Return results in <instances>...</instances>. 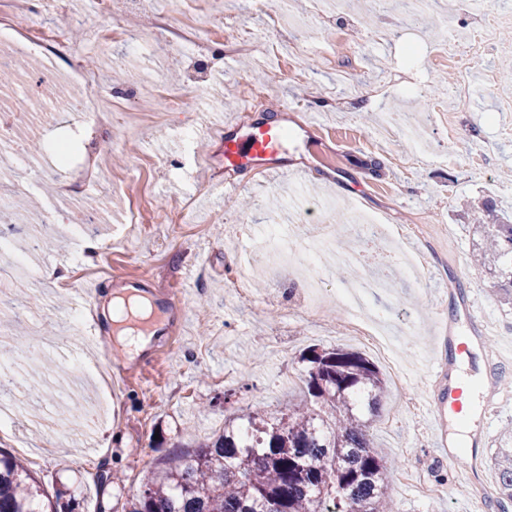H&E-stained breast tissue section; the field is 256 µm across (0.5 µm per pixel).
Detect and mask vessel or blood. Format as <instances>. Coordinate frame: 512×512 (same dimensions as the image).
Segmentation results:
<instances>
[{
	"label": "vessel or blood",
	"mask_w": 512,
	"mask_h": 512,
	"mask_svg": "<svg viewBox=\"0 0 512 512\" xmlns=\"http://www.w3.org/2000/svg\"><path fill=\"white\" fill-rule=\"evenodd\" d=\"M224 145V171L229 175L243 172L276 173L288 175V141L278 127L246 122L236 118L225 121L217 131ZM470 333L453 342L454 360H468L476 348L482 318L475 301H468ZM473 412L471 384L460 377L448 387V403L431 409L437 423H444L446 416L466 417Z\"/></svg>",
	"instance_id": "1"
}]
</instances>
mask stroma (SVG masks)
<instances>
[{"mask_svg": "<svg viewBox=\"0 0 512 512\" xmlns=\"http://www.w3.org/2000/svg\"><path fill=\"white\" fill-rule=\"evenodd\" d=\"M13 12L63 29L61 70L82 69L101 94L126 93L129 110L88 124L77 109L48 111L17 150H0V197L24 194L31 210H13L0 235V379L11 390L0 449L20 459L49 498L75 512H122L173 446L193 449L221 432L230 414L270 412L298 399L299 357L310 346L355 348L341 326L342 287L332 264L314 265L324 303L308 295L287 261L292 252L362 250L358 223L407 224L423 277L395 264L372 306L396 333L404 387H390L372 430L389 458L397 512H512L490 463L491 444L512 421V304L496 298L471 265L470 202L489 198L512 212V111H501L496 85H512V24L496 29L469 73L431 57L470 26L469 9L421 0L434 26L399 28L397 10L375 0H265L242 12L240 0H5ZM161 18L203 22L216 45L240 19L253 40L225 59L192 56L154 40L132 47L114 26L144 30ZM24 91L0 120L18 127L30 102L59 95L43 60L25 54ZM262 87L251 108L246 86ZM247 111L255 122L278 121L297 151L288 176L240 175L242 191L224 189V152L214 134L225 117ZM317 128H309L311 113ZM66 142L78 166L87 148L98 177L82 194L63 198L47 183L46 149ZM484 152L482 166L471 158ZM190 204L193 219L172 224ZM283 256L272 263L267 239ZM101 245L90 268L79 267L85 240ZM250 248L258 272L246 298L226 284L235 255ZM67 268L66 280L31 287L17 274ZM194 266V286L184 270ZM101 283L99 335L86 342L74 299ZM134 286L156 306L157 334L128 353L113 334L108 304ZM474 294L487 320L483 347L462 374L484 375L482 402L494 403L491 425L474 421L470 450L462 425L449 421L452 452L438 447L428 418L448 379L436 367L448 357L444 331L468 335L464 314ZM81 402L83 416L64 418Z\"/></svg>", "mask_w": 512, "mask_h": 512, "instance_id": "1", "label": "stroma"}]
</instances>
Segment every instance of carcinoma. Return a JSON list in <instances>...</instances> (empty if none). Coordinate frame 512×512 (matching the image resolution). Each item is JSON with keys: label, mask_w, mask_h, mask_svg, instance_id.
Wrapping results in <instances>:
<instances>
[{"label": "carcinoma", "mask_w": 512, "mask_h": 512, "mask_svg": "<svg viewBox=\"0 0 512 512\" xmlns=\"http://www.w3.org/2000/svg\"><path fill=\"white\" fill-rule=\"evenodd\" d=\"M471 264L512 301V224L488 200L474 206ZM302 397L276 416L256 408L191 451H172L123 512H395L391 463L370 438L387 395L378 367L344 348L309 347ZM491 465L512 501V426L495 440ZM0 512H73L52 501L15 457L0 450Z\"/></svg>", "instance_id": "1"}]
</instances>
